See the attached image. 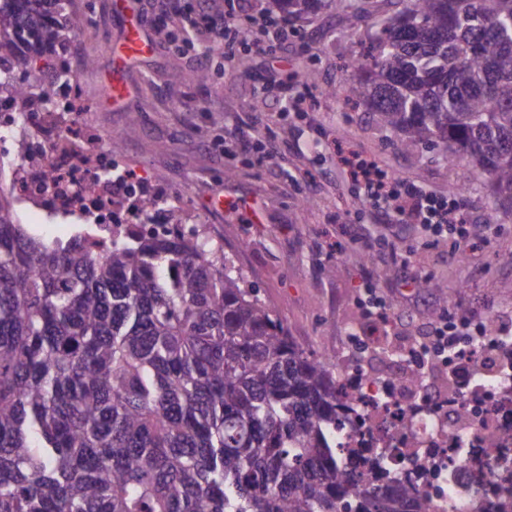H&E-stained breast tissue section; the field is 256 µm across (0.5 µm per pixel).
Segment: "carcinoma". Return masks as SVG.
Returning a JSON list of instances; mask_svg holds the SVG:
<instances>
[{
    "label": "carcinoma",
    "mask_w": 512,
    "mask_h": 512,
    "mask_svg": "<svg viewBox=\"0 0 512 512\" xmlns=\"http://www.w3.org/2000/svg\"><path fill=\"white\" fill-rule=\"evenodd\" d=\"M0 6V95L70 80L65 0ZM346 95L415 159L472 164L512 216V0H398ZM290 21L325 0H273ZM342 374L219 246L132 230L103 255L19 223L0 165V512H429L340 453Z\"/></svg>",
    "instance_id": "1"
}]
</instances>
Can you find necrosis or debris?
I'll list each match as a JSON object with an SVG mask.
<instances>
[{
    "label": "necrosis or debris",
    "mask_w": 512,
    "mask_h": 512,
    "mask_svg": "<svg viewBox=\"0 0 512 512\" xmlns=\"http://www.w3.org/2000/svg\"><path fill=\"white\" fill-rule=\"evenodd\" d=\"M49 98V110L24 112L12 97H0V157L10 162L9 185L32 235L41 236L51 219L73 220L84 226L85 248L102 254L112 245L113 224L158 232L186 213L175 191L163 205L142 203L146 178L115 165L118 150L85 119L77 82L52 87ZM21 141L27 153L18 152ZM468 342L473 352L464 361L480 376L449 388L431 409L417 405L405 372L408 352L385 375L348 368L347 400L362 426L342 435L343 452L374 449L399 476L425 463L431 512H512V337Z\"/></svg>",
    "instance_id": "obj_1"
}]
</instances>
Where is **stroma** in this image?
<instances>
[{"label":"stroma","mask_w":512,"mask_h":512,"mask_svg":"<svg viewBox=\"0 0 512 512\" xmlns=\"http://www.w3.org/2000/svg\"><path fill=\"white\" fill-rule=\"evenodd\" d=\"M351 2L330 0L297 20L296 34L277 42L269 57L239 43L229 52L216 47L202 83L200 47L176 49L156 34L170 17L166 0H130L152 49L128 63L129 95L119 106L102 101L106 45L125 34L112 0H74L83 26L70 50L82 93L94 102L89 120L107 136L137 118L123 161L186 194L294 342L316 354L350 353L380 370L394 351L390 339L352 340L365 322L368 284L388 302L392 329L404 333L425 335L445 310L474 322L510 314L512 218L495 211L484 180L466 162L432 149L408 159L371 112L347 102L346 65L370 26H382L397 10L391 0H376L371 24L353 27L346 18ZM85 58L92 66H82ZM305 71L316 81L304 83ZM253 138L274 143L275 155L239 154L238 145ZM338 142L432 193L447 197L449 182L462 185L457 196L472 235L436 242L422 225L385 223L337 163ZM216 194L235 200V207L212 211L208 200ZM335 243L341 246L336 256L330 253ZM396 250L411 252L408 266L393 263ZM426 274L447 288V301L413 286Z\"/></svg>","instance_id":"35a3bbf8"}]
</instances>
